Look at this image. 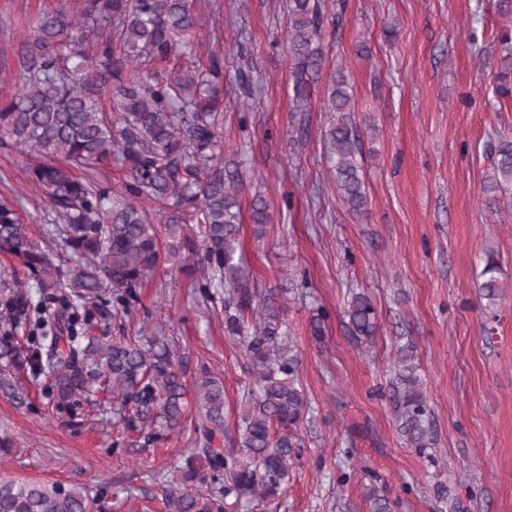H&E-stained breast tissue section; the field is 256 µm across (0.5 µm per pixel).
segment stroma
<instances>
[{
  "mask_svg": "<svg viewBox=\"0 0 512 512\" xmlns=\"http://www.w3.org/2000/svg\"><path fill=\"white\" fill-rule=\"evenodd\" d=\"M191 3L202 41L194 62L224 55L221 148L244 176L236 255L251 290L280 307L310 403L295 430L302 454L269 512H371L374 474L399 500L396 512H512V186L497 190L494 209L485 191L499 140H512V98L497 95L493 76L512 20L497 0H325L322 72L308 111L297 112L285 0ZM72 5L0 0V93L18 89L17 53L38 13ZM339 71L364 140L360 214L329 171L324 107ZM26 163L0 148V197L16 199L39 243L48 202L28 185ZM258 196L265 224L253 221ZM489 251L504 285L494 309L479 297ZM200 277L162 258L109 333L172 339L185 383L204 371L223 381L232 428L254 378L244 345L224 333L223 298L204 302ZM360 292L376 309L368 339L353 336L344 315ZM404 348L430 413L423 450L395 412ZM20 380L26 404L0 391V434L13 439L0 479L84 485L93 512H168L164 489L193 445L194 421L154 448L126 436L116 452L105 393L70 418L46 383Z\"/></svg>",
  "mask_w": 512,
  "mask_h": 512,
  "instance_id": "1",
  "label": "stroma"
}]
</instances>
